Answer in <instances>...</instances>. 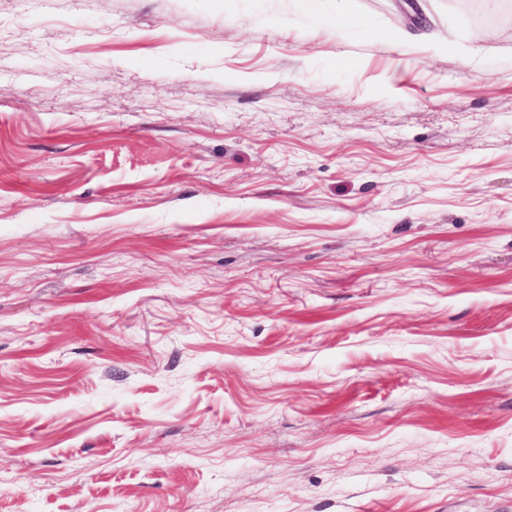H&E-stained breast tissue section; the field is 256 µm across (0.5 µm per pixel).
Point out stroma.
Masks as SVG:
<instances>
[{
  "mask_svg": "<svg viewBox=\"0 0 512 512\" xmlns=\"http://www.w3.org/2000/svg\"><path fill=\"white\" fill-rule=\"evenodd\" d=\"M475 8L0 0V512H512Z\"/></svg>",
  "mask_w": 512,
  "mask_h": 512,
  "instance_id": "1",
  "label": "stroma"
}]
</instances>
